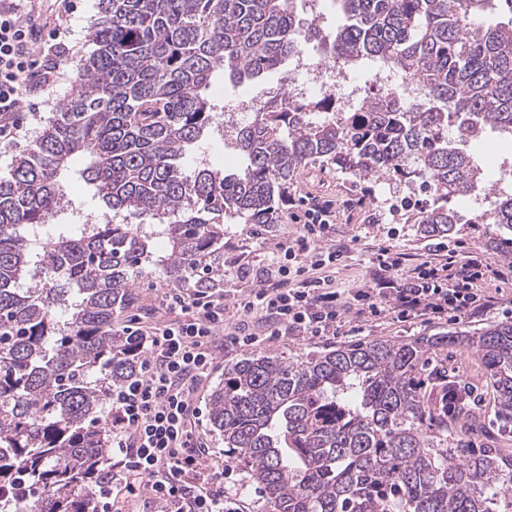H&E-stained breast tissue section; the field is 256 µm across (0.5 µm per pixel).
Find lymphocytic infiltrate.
<instances>
[{
    "label": "lymphocytic infiltrate",
    "mask_w": 512,
    "mask_h": 512,
    "mask_svg": "<svg viewBox=\"0 0 512 512\" xmlns=\"http://www.w3.org/2000/svg\"><path fill=\"white\" fill-rule=\"evenodd\" d=\"M73 0H54L53 27H46L30 0H0V147L10 148L29 133L39 107L24 110L28 96L64 74L67 18ZM332 204L306 209L295 237L284 244L274 277L237 302L244 318L230 326L224 298L210 288L167 293L162 318H135L122 326L135 337L142 371L112 392V467L103 477L92 512H110L112 501L148 500L154 512H245L239 497L224 490V463L206 451L195 434L198 390L212 374L220 347L244 348L268 336H338L347 312L362 320L390 315L406 323L421 318H475L496 308L477 286L485 276L476 260L448 256L426 261L395 277L398 257L381 248L368 285L353 301L342 300L327 276L309 270L335 267L343 247L332 244ZM259 316L263 334L247 319Z\"/></svg>",
    "instance_id": "obj_1"
}]
</instances>
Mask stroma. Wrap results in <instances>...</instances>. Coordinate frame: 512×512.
I'll return each instance as SVG.
<instances>
[{
  "mask_svg": "<svg viewBox=\"0 0 512 512\" xmlns=\"http://www.w3.org/2000/svg\"><path fill=\"white\" fill-rule=\"evenodd\" d=\"M77 9L71 15L68 41L69 54L65 77L37 96L41 101V122L31 127L32 136L23 140L22 149H29L33 136L39 135L44 123L66 103L72 85L78 79L77 62L87 55L92 44L90 28L99 16L100 0H76ZM282 83L280 74L268 73L251 81H235L218 76L208 98L215 112H235L244 106L266 100ZM20 148V149H21ZM331 202L336 212L332 237L346 248L344 260L336 267V287L345 295H353L370 278V266L380 247L396 246L404 259L397 276H406L430 257L428 241L410 222L413 209L429 203L428 194L417 188L396 185L388 178L358 179L336 171L326 164H315L302 171L288 186L281 205V219L275 224H243L236 219L224 221V273L236 282L242 293L259 287L261 280L271 275V261L282 244L292 239L298 229L294 218L306 205ZM457 241L466 251L479 256L492 266L494 276L481 281L482 293L494 296L496 310L478 318L455 321L434 320L400 323L388 317L363 322L358 332L326 340L311 337H268L258 344L261 352L297 359L313 352L333 350L371 339L409 340L419 336L474 331L494 321L512 318V255H502L487 246L486 238L477 227L467 225L457 233ZM246 266V277H238L239 266Z\"/></svg>",
  "mask_w": 512,
  "mask_h": 512,
  "instance_id": "obj_1",
  "label": "stroma"
}]
</instances>
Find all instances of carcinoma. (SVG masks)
<instances>
[{"label": "carcinoma", "instance_id": "carcinoma-1", "mask_svg": "<svg viewBox=\"0 0 512 512\" xmlns=\"http://www.w3.org/2000/svg\"><path fill=\"white\" fill-rule=\"evenodd\" d=\"M346 23H304L296 0H101L80 79L27 153L0 177V512H88L108 460L112 388L140 356L112 330L137 307L146 267L173 283L224 285V217L276 224L288 183L316 163L359 179L426 184L418 231L482 224L512 250V176L487 187L470 144L488 130L512 144V0H336ZM319 41L353 70L377 61L425 88H389L338 112L330 98L267 100L235 129L242 173L182 170L213 134L216 73L274 72ZM456 137L448 139V128ZM104 203L100 224L43 228L66 213V177ZM493 196L468 218L450 206ZM135 211L150 224L114 222ZM165 243L163 251L155 240ZM467 343L481 356L493 412L512 426V322L473 334L373 339L304 360L251 353L224 369L209 419L224 455L270 512H499L512 451L469 446L472 403L445 367L436 398L417 374Z\"/></svg>", "mask_w": 512, "mask_h": 512}]
</instances>
